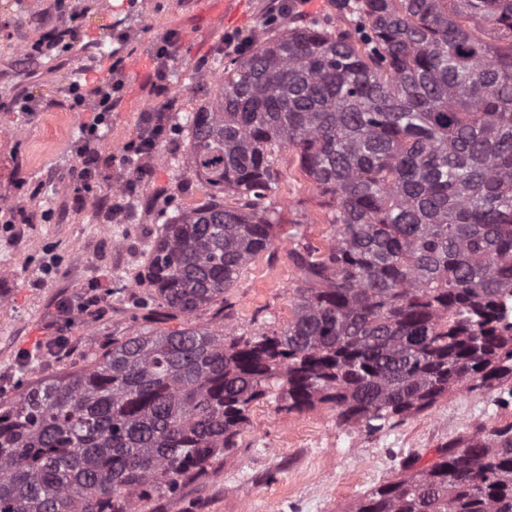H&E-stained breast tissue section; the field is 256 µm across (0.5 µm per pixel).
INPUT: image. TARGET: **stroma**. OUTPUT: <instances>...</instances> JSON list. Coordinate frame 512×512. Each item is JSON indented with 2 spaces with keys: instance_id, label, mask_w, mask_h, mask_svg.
<instances>
[{
  "instance_id": "obj_1",
  "label": "stroma",
  "mask_w": 512,
  "mask_h": 512,
  "mask_svg": "<svg viewBox=\"0 0 512 512\" xmlns=\"http://www.w3.org/2000/svg\"><path fill=\"white\" fill-rule=\"evenodd\" d=\"M285 0H81L75 38L42 57L20 55L19 33L37 41L55 22L59 0H0V383L8 395L44 377L80 366L112 337L127 332L147 296L137 282L158 235L161 211L192 207L207 189L187 170L184 142L170 134L147 158L150 178L138 181L125 219L102 227L87 202L69 191L78 165L74 147L92 115L70 109L71 83L93 85L109 75L114 55L124 56L123 102L94 149L100 161L121 156L135 140L156 100L143 84L155 66L153 48L177 33L171 62L170 115L178 122L207 97L191 73L211 71L224 55V36L260 37L267 16ZM40 99L32 112H13L20 94ZM276 201L281 227L226 292L224 321L250 337L282 330L294 315L300 273L290 257L292 233L326 248L333 234L321 197L301 175L296 154H280ZM28 223H12L14 212ZM54 262L45 274L46 262ZM102 284L103 315L77 309L87 289ZM66 337L73 352L45 362L48 336ZM251 425L223 464L209 467L180 498L161 499L154 512H343L371 489L423 468L448 441L468 440L482 429L512 422V405L492 394L456 392L431 409L377 432L340 426L335 410L320 405L301 413L280 411L275 399L254 404Z\"/></svg>"
}]
</instances>
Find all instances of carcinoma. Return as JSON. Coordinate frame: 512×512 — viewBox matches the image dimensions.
<instances>
[{"label":"carcinoma","mask_w":512,"mask_h":512,"mask_svg":"<svg viewBox=\"0 0 512 512\" xmlns=\"http://www.w3.org/2000/svg\"><path fill=\"white\" fill-rule=\"evenodd\" d=\"M349 25L264 26L190 112L208 201L165 215L146 324L75 370L0 396V512H143L224 461L275 394L391 428L465 388L512 402V0H336ZM295 151L335 228L292 234L281 331L243 339L224 292L281 224ZM232 201H226V198ZM213 311L211 323L168 320ZM345 512H512V422L437 450Z\"/></svg>","instance_id":"cac0c4a2"}]
</instances>
